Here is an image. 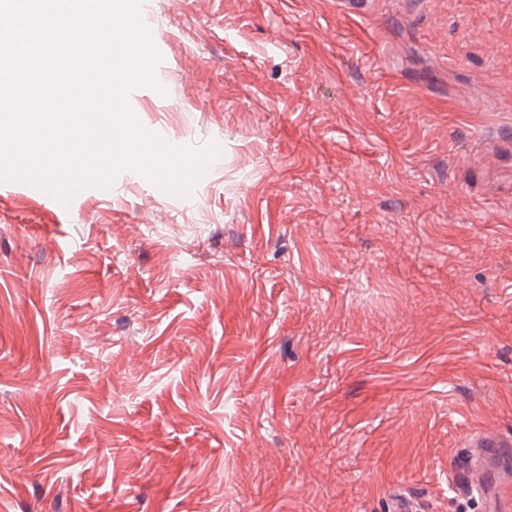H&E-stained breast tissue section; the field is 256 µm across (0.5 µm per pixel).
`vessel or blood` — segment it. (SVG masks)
Instances as JSON below:
<instances>
[{
    "instance_id": "1",
    "label": "vessel or blood",
    "mask_w": 512,
    "mask_h": 512,
    "mask_svg": "<svg viewBox=\"0 0 512 512\" xmlns=\"http://www.w3.org/2000/svg\"><path fill=\"white\" fill-rule=\"evenodd\" d=\"M463 492L478 494L484 512H512V440L483 435L459 459Z\"/></svg>"
}]
</instances>
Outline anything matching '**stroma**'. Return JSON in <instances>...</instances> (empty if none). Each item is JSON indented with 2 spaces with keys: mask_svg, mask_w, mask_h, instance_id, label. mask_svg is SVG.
I'll return each mask as SVG.
<instances>
[{
  "mask_svg": "<svg viewBox=\"0 0 512 512\" xmlns=\"http://www.w3.org/2000/svg\"><path fill=\"white\" fill-rule=\"evenodd\" d=\"M193 198L0 184V512H457L512 438V0H143ZM456 467L462 474L461 493H476L484 501L485 512L512 510V472L508 464L511 440L483 435L468 445Z\"/></svg>",
  "mask_w": 512,
  "mask_h": 512,
  "instance_id": "obj_1",
  "label": "stroma"
}]
</instances>
